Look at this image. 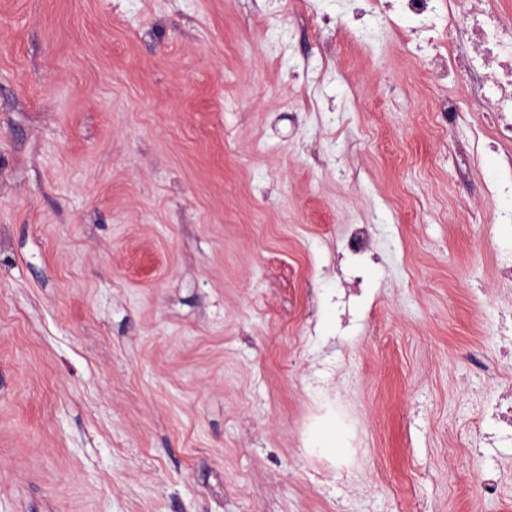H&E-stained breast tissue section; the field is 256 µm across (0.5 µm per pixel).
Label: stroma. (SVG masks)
<instances>
[{"label":"stroma","mask_w":512,"mask_h":512,"mask_svg":"<svg viewBox=\"0 0 512 512\" xmlns=\"http://www.w3.org/2000/svg\"><path fill=\"white\" fill-rule=\"evenodd\" d=\"M373 0H0V512H512L460 448L512 310L481 114ZM367 102L355 111L354 98ZM377 217L336 330V248ZM340 402L356 455L305 446ZM496 470L497 497L472 491Z\"/></svg>","instance_id":"35a3bbf8"}]
</instances>
